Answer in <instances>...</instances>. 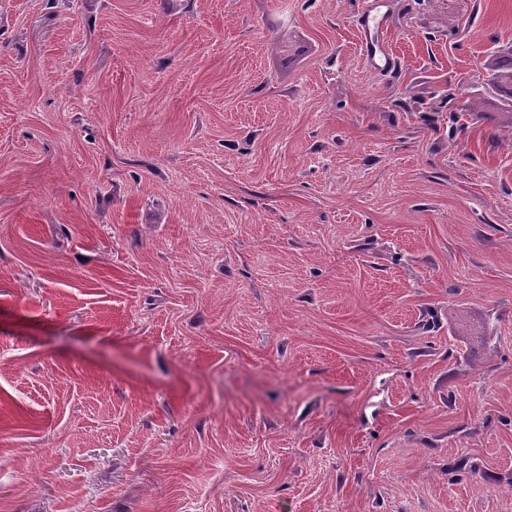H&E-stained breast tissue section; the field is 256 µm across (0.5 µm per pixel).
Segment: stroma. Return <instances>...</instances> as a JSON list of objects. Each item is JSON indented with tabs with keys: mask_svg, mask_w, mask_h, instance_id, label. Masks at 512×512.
I'll use <instances>...</instances> for the list:
<instances>
[{
	"mask_svg": "<svg viewBox=\"0 0 512 512\" xmlns=\"http://www.w3.org/2000/svg\"><path fill=\"white\" fill-rule=\"evenodd\" d=\"M366 2L0 0V512H512V0ZM384 7L383 0H373L358 17L357 28L361 33L360 55L371 70L394 73L398 68V60L389 51L384 40L387 21Z\"/></svg>",
	"mask_w": 512,
	"mask_h": 512,
	"instance_id": "stroma-1",
	"label": "stroma"
}]
</instances>
